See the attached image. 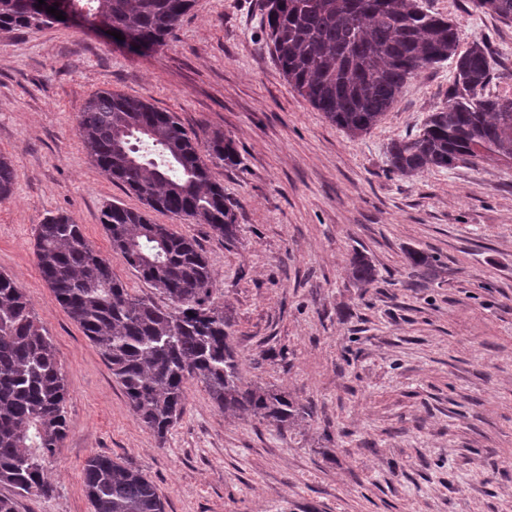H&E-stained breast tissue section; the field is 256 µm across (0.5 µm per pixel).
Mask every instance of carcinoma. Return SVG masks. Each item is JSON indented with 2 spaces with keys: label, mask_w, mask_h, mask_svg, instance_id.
Segmentation results:
<instances>
[{
  "label": "carcinoma",
  "mask_w": 512,
  "mask_h": 512,
  "mask_svg": "<svg viewBox=\"0 0 512 512\" xmlns=\"http://www.w3.org/2000/svg\"><path fill=\"white\" fill-rule=\"evenodd\" d=\"M194 2L0 0V31L57 24L46 11L54 6L65 16L110 20L130 50L146 55L166 43ZM470 3L512 22V0ZM262 7L285 79L352 136L374 127L411 78L456 58L446 103L419 133L389 144L391 172L412 177L484 154L512 158V97L483 94L494 78L488 45L458 51L460 30L452 20L424 11L417 0H262ZM77 128L100 172L141 201V209L112 203L99 221L112 250L164 302L131 294L66 214L38 225L34 254L55 300L98 350L133 415L164 440L185 411L187 385L196 382L226 416L258 418L280 430L298 424L307 412L288 393L244 379L233 322L214 296L213 271L196 242L150 217H185L237 240L240 225L211 174L213 166L237 164L234 142L221 130L193 138L174 113L107 90L85 100ZM14 182L11 161L0 156V202L11 196ZM351 274L369 284L375 269L358 256ZM67 395L62 365L31 299L0 273V484L18 496L54 493L43 461L67 436ZM83 483L93 512H165L148 476L110 456H89Z\"/></svg>",
  "instance_id": "1"
}]
</instances>
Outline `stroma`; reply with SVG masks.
Returning <instances> with one entry per match:
<instances>
[{"label": "stroma", "instance_id": "35a3bbf8", "mask_svg": "<svg viewBox=\"0 0 512 512\" xmlns=\"http://www.w3.org/2000/svg\"><path fill=\"white\" fill-rule=\"evenodd\" d=\"M259 3L195 0L145 56L70 23L0 32V155L16 173L0 202V272L32 300L69 391L67 436L44 464L55 493L17 497V512H90L82 466L95 453L142 469L165 512H512V159L390 173L389 143L443 105L454 61L420 72L352 138L283 77ZM418 3L459 25L461 48L489 39L487 91L512 97V24L466 0ZM101 89L175 113L189 135L233 140L238 164L212 175L235 204L237 242L153 219L196 240L245 379L308 407L298 425L224 416L192 383L158 441L42 279L37 227L64 213L131 294L152 292L99 222L110 203L139 205L78 135V111ZM358 255L376 269L371 284L351 277Z\"/></svg>", "mask_w": 512, "mask_h": 512}]
</instances>
